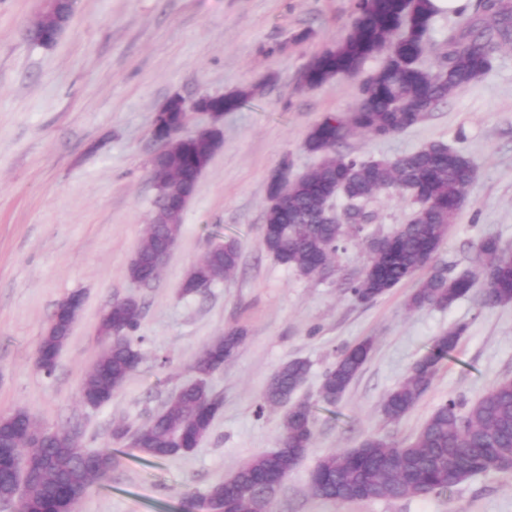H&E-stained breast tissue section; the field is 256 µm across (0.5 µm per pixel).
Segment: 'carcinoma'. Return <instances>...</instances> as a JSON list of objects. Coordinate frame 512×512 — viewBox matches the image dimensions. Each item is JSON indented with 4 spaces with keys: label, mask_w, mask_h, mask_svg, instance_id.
<instances>
[{
    "label": "carcinoma",
    "mask_w": 512,
    "mask_h": 512,
    "mask_svg": "<svg viewBox=\"0 0 512 512\" xmlns=\"http://www.w3.org/2000/svg\"><path fill=\"white\" fill-rule=\"evenodd\" d=\"M486 23L473 22L448 32L446 47L435 66L415 68L400 64L429 37L436 14L431 0H355V18L350 32L313 59L309 85L318 87L331 79L359 72L371 57L382 54L383 62L359 86V104L348 115L326 114L310 130L304 148L322 156L321 163L302 174L283 205L266 208L264 248L281 264L303 275L319 274L329 266L345 240L363 233L373 221L367 203L382 191H394L410 200L413 212L376 250L369 252L363 275L347 291L360 302L372 301L421 270L431 267L417 290L408 298L410 309L448 307L473 292L483 281V301L490 305L512 304V245L486 238L479 245L480 271L452 275L446 267L431 265L438 248L454 223L472 183L475 163L465 153L442 142L417 151L365 161L337 150L355 132L385 138L413 126L410 113L432 112L459 88L480 79L492 67L494 53L503 42L512 41V0H484L478 4ZM74 0H51L39 20L42 28L62 33L72 21ZM251 96L242 88L231 95L205 97L200 102L231 111ZM186 142L155 163L171 166L178 174L177 186L186 192L195 188L201 168L208 165L220 134H190ZM352 175L349 197L356 205L345 206L346 224L325 223L323 202L334 195L336 184ZM181 233L179 224H152L138 249L141 257L160 249ZM240 247L234 238L212 245L196 264L203 280L183 285L192 294L233 273L239 265ZM128 274L145 284L159 271L141 262L130 264ZM143 308L140 303L118 300L112 316L123 321L121 335L102 344L82 387L101 393L106 400L120 390L137 368L138 340ZM466 326L456 325L432 340L431 347L410 368L406 377L382 403V413L398 421L410 412L431 387L442 362L455 350ZM66 335L42 336L37 351L59 353ZM240 343L236 332L217 336L209 348L231 358ZM373 349L366 337L340 351L326 369L319 399L334 405L356 379ZM309 372L306 361L283 363L272 375L256 404L257 415L270 407L288 406L281 421L278 447L273 455L262 452L242 463L232 474L212 483L202 494L192 496L194 512H263L275 500L290 471L313 445L314 419L310 404L293 400ZM208 386L188 385L172 396L164 409L148 423L132 430L124 423L112 428L117 443L131 440L146 456L170 459L191 452L207 437L219 408ZM18 413L0 420V444L20 452L23 442L11 429ZM35 452L44 460L32 475L0 467V497L18 496L22 512H49L60 495L70 489L85 497L116 466L112 449L98 451L90 461L80 446L61 448L56 439L40 442ZM512 457V379L504 378L480 395L468 409L456 398L439 404L411 440L394 443L381 435L365 437L355 448L323 456L309 478L312 494L336 503L359 500H400L441 495L464 481L488 472H506L499 462Z\"/></svg>",
    "instance_id": "1"
}]
</instances>
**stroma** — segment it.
<instances>
[{"label": "stroma", "mask_w": 512, "mask_h": 512, "mask_svg": "<svg viewBox=\"0 0 512 512\" xmlns=\"http://www.w3.org/2000/svg\"><path fill=\"white\" fill-rule=\"evenodd\" d=\"M354 0H76L57 43L28 35L46 0H0V414L26 410L43 426L78 429L89 451L111 446L112 425L138 428L193 380L201 349L242 330L235 354L208 383L222 401L209 435L191 453L154 460L121 446L118 463L76 512H181L183 497L203 492L253 455L276 448L284 407L256 415L274 371L309 362L298 391L312 401L315 440L294 467L272 512H512V472L473 477L451 492L397 501L338 504L312 495L317 461L356 447L367 435L403 442L448 397L471 403L495 381L512 378V304L472 293L447 308L408 310L411 279L371 302L346 291L368 262L350 239L328 274L303 275L263 247L269 175L282 159L294 173L316 167L310 129L326 114L351 112L360 77L307 88L300 75L326 46L345 37ZM252 98L225 113L223 145L204 169L183 215L177 248L150 285L131 281L129 263L156 210L151 170L161 144L153 119L173 95L186 101L241 87ZM441 141L470 156L474 181L437 255L461 275L477 269L481 240L512 243V44L490 71L399 134L357 133L342 152L362 159L399 156ZM367 231L391 233L410 206L381 194L368 204ZM236 238L237 270L200 294L182 292L185 275L206 253L213 231ZM85 304L54 371L35 365V349L58 304L73 292ZM143 306L141 360L124 387L91 409L78 398L101 350L96 326L113 301ZM455 324L468 331L430 390L399 421L382 402ZM373 337L371 355L335 406L317 400L323 372L338 353Z\"/></svg>", "instance_id": "35a3bbf8"}]
</instances>
